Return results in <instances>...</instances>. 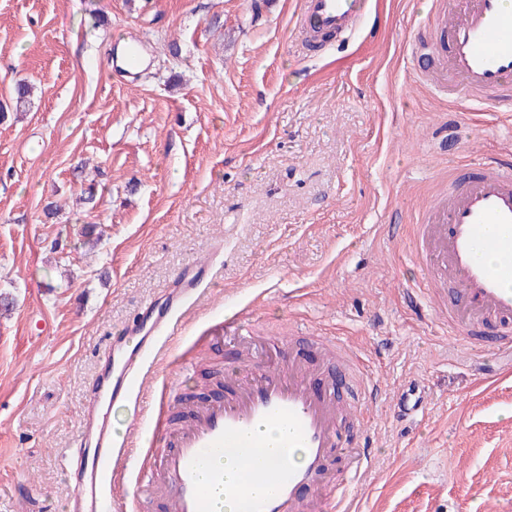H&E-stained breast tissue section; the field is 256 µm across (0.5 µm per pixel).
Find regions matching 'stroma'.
<instances>
[{
  "label": "stroma",
  "instance_id": "35a3bbf8",
  "mask_svg": "<svg viewBox=\"0 0 512 512\" xmlns=\"http://www.w3.org/2000/svg\"><path fill=\"white\" fill-rule=\"evenodd\" d=\"M447 3L372 0L315 53L298 0H0V512H68L107 341L201 262L148 359L136 477L177 397L239 371L245 344L213 325L248 303L265 360L278 336L321 363L319 334L377 388L359 512H512V354L451 338L405 293L434 175L512 140V107L475 118L427 79ZM411 380L425 414L396 417Z\"/></svg>",
  "mask_w": 512,
  "mask_h": 512
}]
</instances>
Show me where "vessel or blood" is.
Returning <instances> with one entry per match:
<instances>
[{"instance_id":"1","label":"vessel or blood","mask_w":512,"mask_h":512,"mask_svg":"<svg viewBox=\"0 0 512 512\" xmlns=\"http://www.w3.org/2000/svg\"><path fill=\"white\" fill-rule=\"evenodd\" d=\"M300 6L296 23L318 43L344 40L371 10L370 0H300ZM434 49L446 68L433 85L449 99L472 108L512 106V8L504 0H461L439 22ZM478 241L493 263L475 259ZM412 245L424 269L421 296L436 302L453 333L470 341L491 334L499 348L512 351V159L486 157L451 172L422 210ZM198 284L188 279L164 308L148 310V323L113 337L112 379L85 404L84 432L94 444L70 458L77 486L70 512H111L112 482L126 474L127 456L126 438L109 413L123 407L138 419L147 357ZM322 373L294 352L276 367L252 366L224 400L202 404L178 429L161 430L164 451L152 463L147 487L137 491V512H150L155 492L166 512H223V487L234 494L237 512H351L348 486L364 475L372 439L343 437L345 410L335 387L317 386ZM423 403V390L412 382L392 410L417 413ZM272 424L281 429L278 452L262 462L257 451L267 447ZM294 449L300 458L292 464ZM226 461L244 466L245 480L225 484ZM250 477L273 487L251 494Z\"/></svg>"}]
</instances>
